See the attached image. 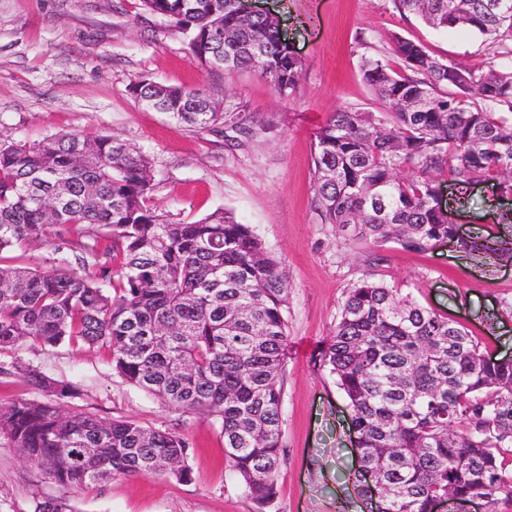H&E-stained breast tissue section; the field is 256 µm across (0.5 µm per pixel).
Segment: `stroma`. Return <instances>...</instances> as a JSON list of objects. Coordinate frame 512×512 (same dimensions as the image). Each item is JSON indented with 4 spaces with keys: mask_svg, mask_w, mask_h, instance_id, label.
Listing matches in <instances>:
<instances>
[{
    "mask_svg": "<svg viewBox=\"0 0 512 512\" xmlns=\"http://www.w3.org/2000/svg\"><path fill=\"white\" fill-rule=\"evenodd\" d=\"M278 15L303 61L293 99L253 73L205 69L186 35L168 28L140 0H0V134L29 143L63 133L112 135L151 160V204L189 223L222 209L252 225L286 265L289 280L287 378L275 512H361L352 477L356 449L346 402L319 367L348 289L368 270L366 251L350 247L315 207L314 135L338 107L378 112L364 82L362 56H391L392 36L467 65H512L507 53L466 28L443 31L400 9L398 0H257ZM198 86L242 118L263 121L253 139L228 141L223 125L186 127L139 102L135 79ZM512 200L492 183L476 185L453 207L462 234L501 236ZM380 269L390 285L463 323L497 357L512 356V262L483 265L457 244L425 253L389 245ZM21 361L74 385L67 409L132 418L188 438L192 483L117 477L66 490L0 436V512H33L37 501L65 499L73 512H254L224 461V438L210 417L166 409L112 372L106 350L23 345L0 351V407L46 401L45 389L5 367Z\"/></svg>",
    "mask_w": 512,
    "mask_h": 512,
    "instance_id": "1",
    "label": "stroma"
}]
</instances>
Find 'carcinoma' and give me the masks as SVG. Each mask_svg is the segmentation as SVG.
Listing matches in <instances>:
<instances>
[{
  "label": "carcinoma",
  "instance_id": "cac0c4a2",
  "mask_svg": "<svg viewBox=\"0 0 512 512\" xmlns=\"http://www.w3.org/2000/svg\"><path fill=\"white\" fill-rule=\"evenodd\" d=\"M434 28L512 37V0H399ZM189 35L210 70L247 71L281 98L303 66L290 58L276 18L241 20L239 0H142ZM393 68L364 57L365 83L382 103L343 106L316 132L313 176L321 219L370 248L428 251L455 237L438 176L465 189L512 190V69L446 61L399 36ZM132 94L200 130L243 126L202 89L137 80ZM406 168L409 175L399 176ZM151 163L109 135L59 133L37 143L0 137V253L52 245L51 267L0 266V350L25 343L109 351L113 372L169 410L219 423L224 457L256 506L271 512L283 448L288 341L286 265L249 224L224 211L172 222L150 204ZM109 244L99 247L100 236ZM463 247L512 260L479 235ZM347 401L359 448L358 493L369 512H434L450 499L496 512L512 499V359L498 358L458 321L368 275L349 289L321 352ZM16 374L55 399L0 408V433L68 488L116 476L193 480L190 442L133 419L68 413L76 388L29 366ZM384 485L371 501L363 472ZM33 512H71L46 499Z\"/></svg>",
  "mask_w": 512,
  "mask_h": 512
}]
</instances>
